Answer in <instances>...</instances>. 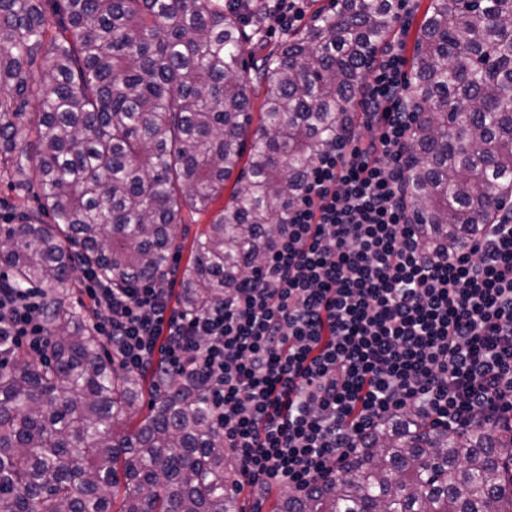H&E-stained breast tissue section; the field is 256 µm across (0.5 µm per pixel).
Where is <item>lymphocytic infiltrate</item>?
Wrapping results in <instances>:
<instances>
[{"mask_svg":"<svg viewBox=\"0 0 512 512\" xmlns=\"http://www.w3.org/2000/svg\"><path fill=\"white\" fill-rule=\"evenodd\" d=\"M398 48L359 94L363 134L320 152L242 287L195 313L150 283L81 293L120 369L208 396L249 485L306 492L381 421L512 427V207L448 248L419 235L403 193L413 113ZM44 292L0 278V367L44 356Z\"/></svg>","mask_w":512,"mask_h":512,"instance_id":"1","label":"lymphocytic infiltrate"}]
</instances>
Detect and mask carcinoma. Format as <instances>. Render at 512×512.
Segmentation results:
<instances>
[{"label":"carcinoma","instance_id":"carcinoma-1","mask_svg":"<svg viewBox=\"0 0 512 512\" xmlns=\"http://www.w3.org/2000/svg\"><path fill=\"white\" fill-rule=\"evenodd\" d=\"M400 0H332L250 76L224 0H0V177L40 208L0 227L16 288L74 268L122 288L179 282L198 311L239 287L317 154L350 129ZM265 83L251 143L248 87ZM405 189L425 240L455 248L512 196V0H431L415 38ZM229 203L184 248L182 209ZM49 357L0 370V512H245L207 396L119 370L57 302ZM512 433L380 423L344 476L276 512H512Z\"/></svg>","mask_w":512,"mask_h":512}]
</instances>
